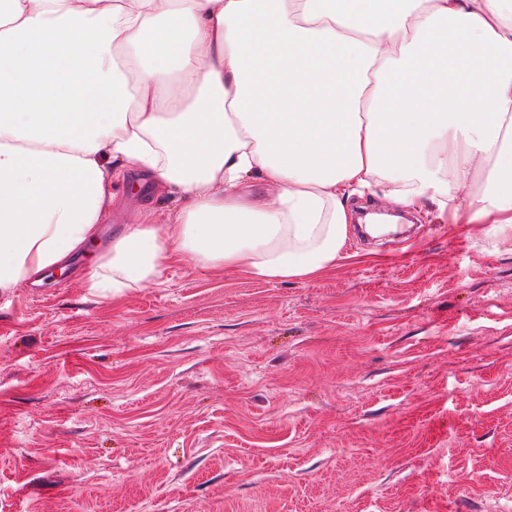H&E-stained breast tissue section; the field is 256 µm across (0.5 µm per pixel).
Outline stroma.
<instances>
[{
  "label": "stroma",
  "mask_w": 512,
  "mask_h": 512,
  "mask_svg": "<svg viewBox=\"0 0 512 512\" xmlns=\"http://www.w3.org/2000/svg\"><path fill=\"white\" fill-rule=\"evenodd\" d=\"M109 243L179 202L129 171ZM0 291V512H512V232L351 239L309 280Z\"/></svg>",
  "instance_id": "35a3bbf8"
}]
</instances>
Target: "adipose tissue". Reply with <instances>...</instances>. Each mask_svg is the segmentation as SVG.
<instances>
[{"instance_id": "1", "label": "adipose tissue", "mask_w": 512, "mask_h": 512, "mask_svg": "<svg viewBox=\"0 0 512 512\" xmlns=\"http://www.w3.org/2000/svg\"><path fill=\"white\" fill-rule=\"evenodd\" d=\"M131 169L182 206L113 239L104 297L175 260L314 277L382 180L512 231V0H0V289L85 248Z\"/></svg>"}]
</instances>
